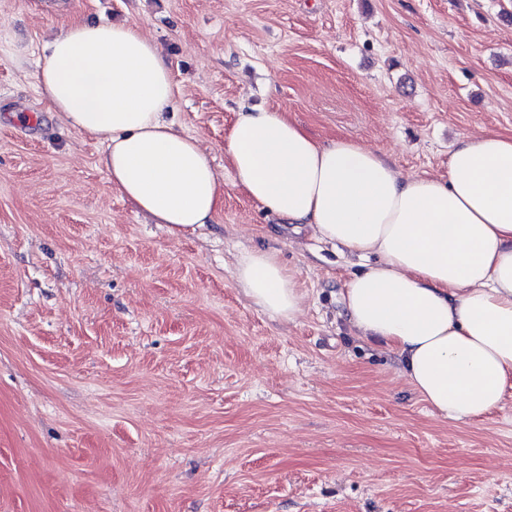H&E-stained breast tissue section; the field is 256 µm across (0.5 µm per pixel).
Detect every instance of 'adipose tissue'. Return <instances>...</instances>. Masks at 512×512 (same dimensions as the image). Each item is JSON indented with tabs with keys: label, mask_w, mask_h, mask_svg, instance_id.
Instances as JSON below:
<instances>
[{
	"label": "adipose tissue",
	"mask_w": 512,
	"mask_h": 512,
	"mask_svg": "<svg viewBox=\"0 0 512 512\" xmlns=\"http://www.w3.org/2000/svg\"><path fill=\"white\" fill-rule=\"evenodd\" d=\"M48 109L97 140L111 186L174 233L215 223L224 181L167 113L178 86L138 26L71 22L38 60ZM234 184L294 232L364 261L342 304L358 336L394 353L436 414L490 415L512 381V135L462 137L447 179L401 174L375 149L317 140L275 108L245 107L225 138ZM257 310L293 322L305 295L274 252L237 258Z\"/></svg>",
	"instance_id": "ef3b65f1"
}]
</instances>
